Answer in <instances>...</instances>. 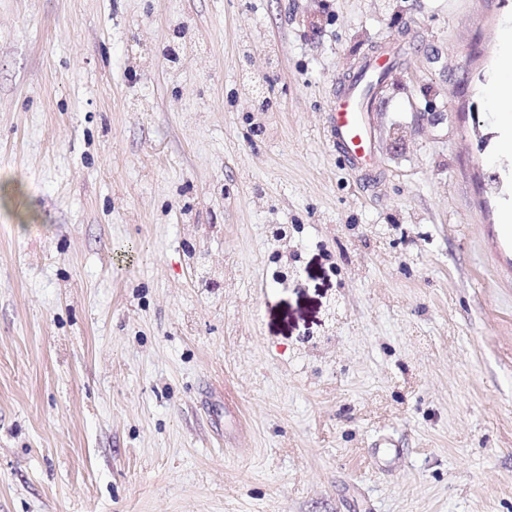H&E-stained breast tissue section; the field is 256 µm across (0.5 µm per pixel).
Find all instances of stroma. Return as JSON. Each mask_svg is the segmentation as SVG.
Segmentation results:
<instances>
[{
  "label": "stroma",
  "instance_id": "35a3bbf8",
  "mask_svg": "<svg viewBox=\"0 0 512 512\" xmlns=\"http://www.w3.org/2000/svg\"><path fill=\"white\" fill-rule=\"evenodd\" d=\"M504 25L0 0V512H512ZM499 72L486 90L488 100L499 112H512V27L500 32ZM332 131L336 145L350 161H364L372 156L373 140L366 125L359 96L353 90L339 96L332 108Z\"/></svg>",
  "mask_w": 512,
  "mask_h": 512
}]
</instances>
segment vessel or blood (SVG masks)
<instances>
[{"instance_id": "vessel-or-blood-1", "label": "vessel or blood", "mask_w": 512, "mask_h": 512, "mask_svg": "<svg viewBox=\"0 0 512 512\" xmlns=\"http://www.w3.org/2000/svg\"><path fill=\"white\" fill-rule=\"evenodd\" d=\"M332 130L336 144L351 161H364L372 156L373 140L366 125L359 97L354 92L339 96L332 109Z\"/></svg>"}]
</instances>
